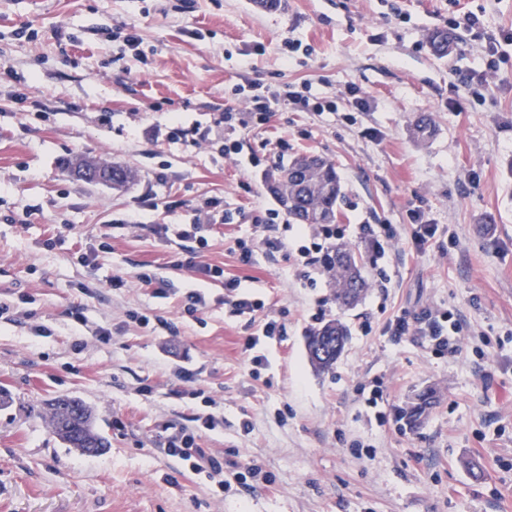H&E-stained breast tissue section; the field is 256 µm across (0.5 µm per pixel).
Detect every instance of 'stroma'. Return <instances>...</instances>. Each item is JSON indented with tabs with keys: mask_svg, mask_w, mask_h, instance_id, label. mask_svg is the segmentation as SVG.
<instances>
[{
	"mask_svg": "<svg viewBox=\"0 0 512 512\" xmlns=\"http://www.w3.org/2000/svg\"><path fill=\"white\" fill-rule=\"evenodd\" d=\"M468 11L487 34L512 29V0H282L270 11L251 0H0V388L12 396L0 408V512H512V57L475 95L463 80L480 44L454 30L439 58L427 43ZM251 83L290 84L336 109L276 105L268 124L232 132L228 158L174 138L178 125L214 128ZM420 114L432 119L423 140L411 131ZM306 152L334 164L343 239L370 251L371 286L348 310L292 250L238 260L237 240L278 207L266 173ZM79 158L137 178L119 190L85 183L70 169ZM226 209L241 216L209 233L202 260L263 300L256 324L286 330L265 344L257 378L243 352L251 329L225 316L223 283L180 270L175 246L149 230ZM417 212L438 227L420 251L409 245ZM129 216L137 226L113 228ZM357 224L393 225L401 240L381 252ZM143 272L164 290L142 285ZM191 289L206 299L196 320L181 314ZM427 307L460 319L456 356L383 336L390 317ZM334 318L349 338L319 374L306 337ZM376 379L382 425L359 401ZM196 383L214 405L185 397ZM58 394L93 408L104 452L81 455L51 432ZM424 397L419 423L394 422ZM210 414L224 423L201 445L223 454L224 489L161 450ZM358 441L370 451L355 454ZM250 462L272 485L235 483Z\"/></svg>",
	"mask_w": 512,
	"mask_h": 512,
	"instance_id": "35a3bbf8",
	"label": "stroma"
}]
</instances>
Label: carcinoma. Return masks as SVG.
<instances>
[{"label": "carcinoma", "mask_w": 512, "mask_h": 512, "mask_svg": "<svg viewBox=\"0 0 512 512\" xmlns=\"http://www.w3.org/2000/svg\"><path fill=\"white\" fill-rule=\"evenodd\" d=\"M267 186L297 223L313 227L336 223L342 189L331 162L315 155L298 156L288 166L269 173ZM324 268L334 285L333 300L340 308L356 305L369 288L363 257L352 245L332 246L324 257ZM347 339L348 329L341 320L326 322L307 336L309 362L319 372L332 370ZM48 420L52 433L83 455L93 456L108 447L91 407L75 396L62 394L52 399Z\"/></svg>", "instance_id": "cac0c4a2"}]
</instances>
